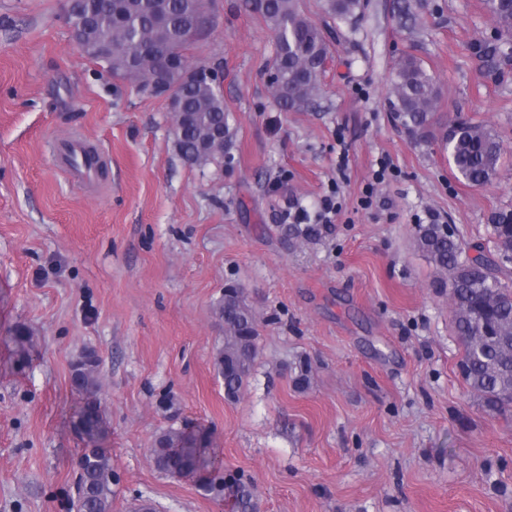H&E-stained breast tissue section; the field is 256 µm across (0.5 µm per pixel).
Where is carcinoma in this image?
Segmentation results:
<instances>
[{
    "label": "carcinoma",
    "mask_w": 512,
    "mask_h": 512,
    "mask_svg": "<svg viewBox=\"0 0 512 512\" xmlns=\"http://www.w3.org/2000/svg\"><path fill=\"white\" fill-rule=\"evenodd\" d=\"M485 10L498 33L480 44L478 57L489 74L502 75L512 58L505 43L512 41V3L484 0ZM77 16L90 18L88 41L109 48V70L120 78L131 77L145 90L153 81L150 60L133 66L129 55L153 50H176L183 68L168 76L177 87L181 109L176 144L181 156L193 164L224 158L231 139L230 114L224 97L207 81L183 80L197 63L188 56L192 41L203 28L192 29L198 0H74ZM246 11L272 31L276 52L271 71L276 74L270 91L284 111L312 104L320 93V78L330 55L323 30L302 7V0H244ZM364 0H323L328 15L347 20L360 14ZM393 112L403 124L420 133L431 125L440 101V89L421 62L408 54L395 65L390 92ZM441 143L448 149L458 178L472 186L489 183L502 155L498 136L481 122L455 118L445 125ZM495 239L491 256L463 254L459 242L438 224L420 230L417 246L448 280L454 332L463 346V375L469 387L493 410L512 405V209L496 210L488 217ZM224 323V346L215 358L224 381V395L238 397L257 356V327L252 309L239 289L224 291L214 307ZM74 364V391L84 397L75 427L85 442L86 463L79 480L75 512H111L114 473L110 457L100 442L104 434L101 403L96 396V367L85 361ZM208 431L190 422L161 431L150 448L151 460L162 474L178 478L192 475L200 490L214 499L228 501L233 512H254V489L241 475H226L211 448Z\"/></svg>",
    "instance_id": "1"
}]
</instances>
